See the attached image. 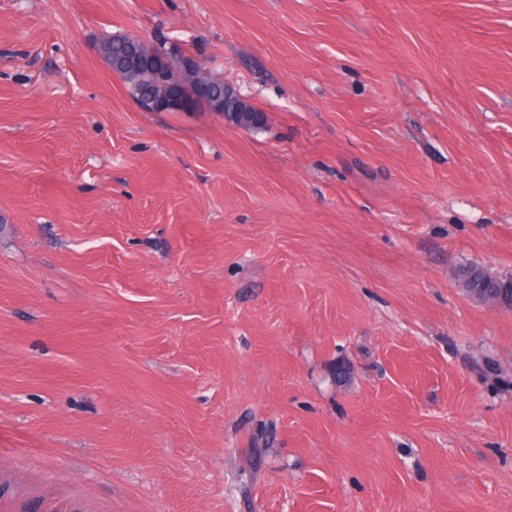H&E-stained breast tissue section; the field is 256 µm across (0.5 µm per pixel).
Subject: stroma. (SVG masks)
Segmentation results:
<instances>
[{"mask_svg": "<svg viewBox=\"0 0 512 512\" xmlns=\"http://www.w3.org/2000/svg\"><path fill=\"white\" fill-rule=\"evenodd\" d=\"M1 222L0 512H512V0H0ZM187 53L194 55L193 53ZM152 54L153 56L147 59L149 64L147 70L148 81L153 87L161 88V95L158 98L152 96L149 98L148 109L152 112L195 111V103L185 96L184 87L190 82L186 91L191 94L193 91L191 82L197 80L199 75H202V78L207 76L210 70L206 67L204 61L198 57H190L188 54H184L183 50L159 48ZM173 58L178 59L180 64L181 72L178 81H175L170 75ZM123 82L126 84L130 97L141 106L140 99L155 92L154 88L150 87L149 82L139 73H130ZM138 96H140L139 99ZM232 105L237 112L246 114L247 121L245 123V127L248 131L261 132L265 130L267 127V117L264 112L243 100L235 99L233 100ZM237 112L224 113V122L228 125L245 129L241 120H239V116L241 114Z\"/></svg>", "mask_w": 512, "mask_h": 512, "instance_id": "stroma-1", "label": "stroma"}]
</instances>
